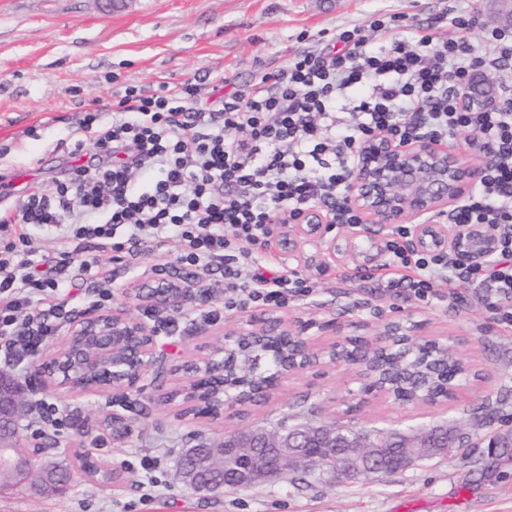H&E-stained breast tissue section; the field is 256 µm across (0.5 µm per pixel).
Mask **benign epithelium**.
I'll list each match as a JSON object with an SVG mask.
<instances>
[{
  "instance_id": "7a95c632",
  "label": "benign epithelium",
  "mask_w": 512,
  "mask_h": 512,
  "mask_svg": "<svg viewBox=\"0 0 512 512\" xmlns=\"http://www.w3.org/2000/svg\"><path fill=\"white\" fill-rule=\"evenodd\" d=\"M477 180V170L469 157L444 141L417 140L397 144L388 136L375 135L365 141L358 154L347 196L348 207L360 223L338 241L326 237L328 220L317 207L303 210L274 240V248L288 259L299 249L311 244L331 260L352 263L357 267H376L385 251L386 239L369 235L368 225L391 226L408 224L411 245L423 252H447L468 262H483L494 252V239L476 224H445L437 218L447 214L470 192ZM134 296L148 308L147 318L131 317L121 311L79 312L71 319L67 342L38 368L40 385L74 392H106L111 395V407L106 416L126 420L122 410L128 407L130 392L140 383L155 381L166 370V361L156 351V337L164 323L162 314L180 312L188 304L202 300L205 295L195 288L177 287L166 277L155 274L140 287ZM275 322L274 336H294L305 351L313 342L335 329L329 321L310 320L300 325L274 311L244 320L225 335L235 337L236 349H241L243 336H262L270 322ZM372 353L361 346L345 359L334 357L348 365H363L364 375L372 377ZM311 363L302 359L281 367L270 386L249 392L246 385L225 393L224 407L245 402L259 393L268 397L281 379L306 369ZM83 369L95 376L86 386L73 385L71 373ZM27 384L15 374L0 370V471L12 477L28 474L43 448L35 444L22 448L18 442L19 424L30 411ZM316 440L325 448H336V434L308 425L268 431L246 428L228 433L218 448L206 444L187 449L195 464L180 469L182 483L195 492H212L231 481L237 487L262 482H279L288 471L303 468L315 473L322 468L323 459L305 453L307 442ZM446 446V434L435 430L419 440L416 447L424 454L436 457ZM343 455L350 461L349 471L376 469L384 457L380 444L371 439L342 444ZM241 460V466L224 482L216 485L209 478L215 470L216 452Z\"/></svg>"
}]
</instances>
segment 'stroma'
Here are the masks:
<instances>
[{
	"mask_svg": "<svg viewBox=\"0 0 512 512\" xmlns=\"http://www.w3.org/2000/svg\"><path fill=\"white\" fill-rule=\"evenodd\" d=\"M470 11L484 26L512 30L500 0H129L115 11L103 0H0V179L9 183L26 172L34 192L70 182L68 153L89 138L79 113L93 102H112L127 86L196 79L206 94L220 79L225 91H240L258 72L287 65L297 50L372 19L405 14L422 21ZM100 259L112 272L111 296L102 300L86 288L75 263L68 309L143 316L129 288L155 271L153 256L125 262L105 252ZM285 264L315 289L290 300L284 317L332 320L352 336L362 334V321L377 327L403 317L416 340L447 344L470 370L468 382L437 404H404L363 393L356 369L327 364L281 379L265 403L239 415L181 417L177 393L189 384L184 363L216 356L229 342L226 327L240 318L224 310L221 275H203L188 285L208 291V300L172 314L157 338L169 354L164 379L131 395V435L116 441L100 427L104 394L34 391L41 405L56 410L55 421L35 413L22 423L24 445L49 446L42 464L87 455L120 472L121 481L102 484L79 474L62 495L5 490L0 512H512V456L487 448L490 438L512 432V323L463 283L440 285L434 297L419 299L402 288H378L384 268L327 261L311 246ZM282 420L401 430L443 423L457 429L465 452L379 479L327 477L303 490L274 482L199 494L180 482V453L196 435L216 443L235 428Z\"/></svg>",
	"mask_w": 512,
	"mask_h": 512,
	"instance_id": "1",
	"label": "stroma"
}]
</instances>
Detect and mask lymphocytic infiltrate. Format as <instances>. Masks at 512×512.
Masks as SVG:
<instances>
[{
  "mask_svg": "<svg viewBox=\"0 0 512 512\" xmlns=\"http://www.w3.org/2000/svg\"><path fill=\"white\" fill-rule=\"evenodd\" d=\"M450 23L461 37L437 39L431 24L402 14L376 18L371 35L355 28L303 48L214 108L199 106L188 81L150 93L126 87L102 128L98 113H85L91 138L71 153L72 181L0 207V231L20 229L0 246V346L32 351L55 331L51 295L66 287L64 270L31 271L39 234L53 229L63 232L66 262H79L94 289L112 285L100 253L132 259L174 238L181 268L223 270L225 310L281 308L312 293V283L263 256L271 226L311 206L333 223H357L346 196L357 153L377 133L476 144L479 178L448 221L481 225L495 241L489 259L470 263L418 251L398 227L387 250L403 274L384 287L424 298L441 282L471 284L505 300L500 314L512 321V85H499L490 107L463 98L476 74L512 66V33L482 27L472 12Z\"/></svg>",
  "mask_w": 512,
  "mask_h": 512,
  "instance_id": "f902f5d3",
  "label": "lymphocytic infiltrate"
}]
</instances>
